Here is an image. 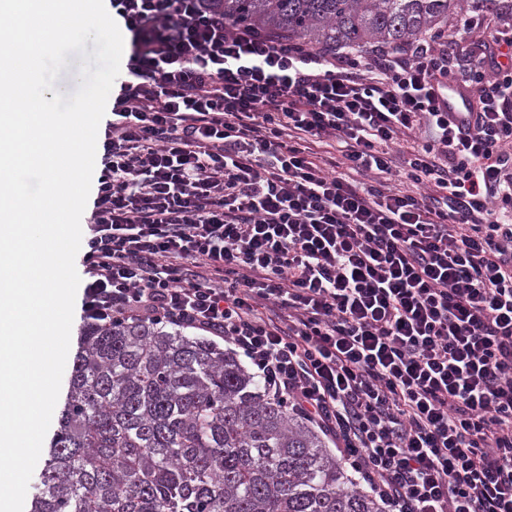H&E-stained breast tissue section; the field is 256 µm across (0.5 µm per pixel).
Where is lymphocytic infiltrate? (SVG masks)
Here are the masks:
<instances>
[{"label": "lymphocytic infiltrate", "mask_w": 512, "mask_h": 512, "mask_svg": "<svg viewBox=\"0 0 512 512\" xmlns=\"http://www.w3.org/2000/svg\"><path fill=\"white\" fill-rule=\"evenodd\" d=\"M110 4L86 328L227 342L388 512H512V24L330 55L209 0ZM114 20L116 21L115 19V14H114ZM116 23L118 24L119 28H120V31L123 35V39H124V50H123V55H122V60H121V68H120V74L119 76L116 78L113 86H112V89H111V92L109 94V97H108V101H107V105H106V112H105V115L104 117L102 118L100 124H99V128H98V135H97V146H96V160H97V164H96V167H95V170H94V175H93V180H92V187H91V192H90V195H89V198H88V202H87V205H86V208L84 210V213L82 215V219H81V223L82 224V229H83V233H82V241H81V247H80V250L76 256V259H75V267H76V270L80 276V279H81V273H82V265H81V261H82V256H83V242H84V238L88 232V227H87V224H90V221H91V215H92V211H93V201H94V188H95V185L97 183V179L98 177L100 176V171H101V168H102V163H101V160H102V155H103V143H104V140H105V129H106V122L107 120L109 119V112L112 108V101L113 99L115 98V96L117 95L118 91H119V81L121 80L122 78V74H123V70H124V66H125V63L127 61V58L130 54V41H129V35L128 33L123 29V27L116 21Z\"/></svg>", "instance_id": "1"}]
</instances>
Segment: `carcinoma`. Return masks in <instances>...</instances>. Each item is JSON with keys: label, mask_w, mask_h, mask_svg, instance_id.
<instances>
[{"label": "carcinoma", "mask_w": 512, "mask_h": 512, "mask_svg": "<svg viewBox=\"0 0 512 512\" xmlns=\"http://www.w3.org/2000/svg\"><path fill=\"white\" fill-rule=\"evenodd\" d=\"M303 49L395 48L512 19V0H211ZM31 512H385L307 420L203 339L154 322L86 330Z\"/></svg>", "instance_id": "cac0c4a2"}]
</instances>
